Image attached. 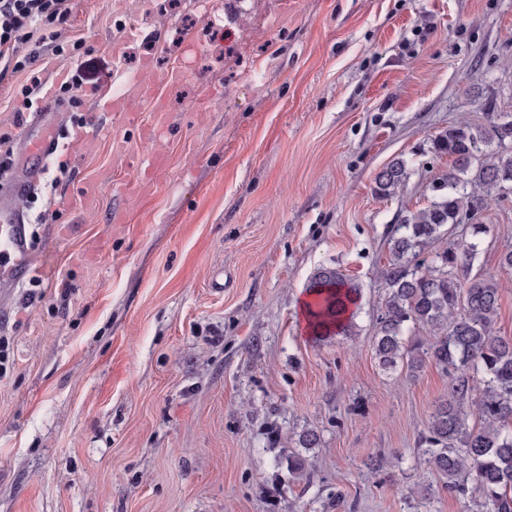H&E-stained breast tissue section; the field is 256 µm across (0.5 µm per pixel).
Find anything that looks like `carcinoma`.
<instances>
[{
    "instance_id": "obj_1",
    "label": "carcinoma",
    "mask_w": 512,
    "mask_h": 512,
    "mask_svg": "<svg viewBox=\"0 0 512 512\" xmlns=\"http://www.w3.org/2000/svg\"><path fill=\"white\" fill-rule=\"evenodd\" d=\"M434 149L450 164L429 183V206L395 230L373 347L386 369L400 365L417 374L429 362L448 375V398L435 406L419 440L424 461L447 479L448 493L470 499L475 512H512V340L496 328L503 282L459 277L479 254L472 238L485 232L483 210L512 192V113L491 103L486 124L450 126ZM408 167L406 159H392L375 176V195L398 193ZM462 219L469 220L468 236L453 233ZM309 290L316 336L351 334L348 309L360 300L359 285L321 267ZM418 329L426 341L413 339Z\"/></svg>"
}]
</instances>
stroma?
Wrapping results in <instances>:
<instances>
[{
  "mask_svg": "<svg viewBox=\"0 0 512 512\" xmlns=\"http://www.w3.org/2000/svg\"><path fill=\"white\" fill-rule=\"evenodd\" d=\"M69 6L72 47L43 52L33 99L95 130L22 203L40 271L0 303V512H333L339 494L346 512H466L418 450L446 374L384 369L372 336L394 227L448 167L435 137L483 124L490 101L512 113V0ZM147 56L182 72L172 164L123 202L113 185L150 147L91 93L129 88ZM76 74L78 92L60 93ZM26 82L0 76L15 148ZM397 156L404 191L374 195ZM480 221L473 270L496 277L512 197ZM322 267L362 290L355 335L319 342L303 319ZM306 430L319 443L305 450ZM297 454L310 478L289 473Z\"/></svg>",
  "mask_w": 512,
  "mask_h": 512,
  "instance_id": "stroma-1",
  "label": "stroma"
}]
</instances>
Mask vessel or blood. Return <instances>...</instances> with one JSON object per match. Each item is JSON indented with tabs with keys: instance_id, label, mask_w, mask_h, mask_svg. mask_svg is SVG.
<instances>
[{
	"instance_id": "b4317fda",
	"label": "vessel or blood",
	"mask_w": 512,
	"mask_h": 512,
	"mask_svg": "<svg viewBox=\"0 0 512 512\" xmlns=\"http://www.w3.org/2000/svg\"><path fill=\"white\" fill-rule=\"evenodd\" d=\"M143 77L130 94L120 96L111 86L95 89L93 97L111 112L118 113L126 123H134L133 106L148 112L149 119L138 130L139 137L155 141L148 156L146 173L166 168L169 155L158 140L169 125L167 91L180 83L178 70L159 71L152 64H144ZM71 136L68 124L61 118L45 119L34 113L22 131L23 149L14 180L0 187V291L11 292L26 279L34 276L37 263L31 252L27 231L28 218L21 209V198L37 189L44 164L64 146Z\"/></svg>"
}]
</instances>
